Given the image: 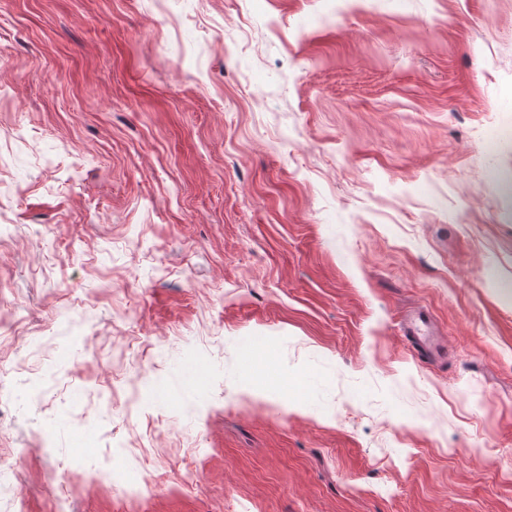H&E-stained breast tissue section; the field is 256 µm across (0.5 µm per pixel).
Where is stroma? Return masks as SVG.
<instances>
[{"label": "stroma", "mask_w": 512, "mask_h": 512, "mask_svg": "<svg viewBox=\"0 0 512 512\" xmlns=\"http://www.w3.org/2000/svg\"><path fill=\"white\" fill-rule=\"evenodd\" d=\"M0 363L24 512H512V0H0ZM428 321V315L420 311L410 321L405 332L412 339V344L417 354L422 357H428L430 353L429 346L431 338L430 336H426L428 333L422 329L423 327H427Z\"/></svg>", "instance_id": "35a3bbf8"}]
</instances>
